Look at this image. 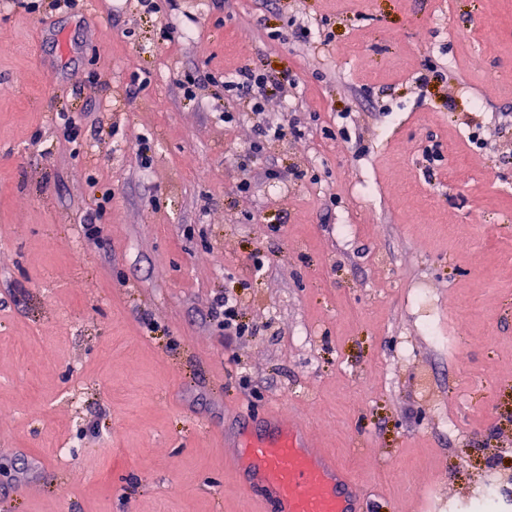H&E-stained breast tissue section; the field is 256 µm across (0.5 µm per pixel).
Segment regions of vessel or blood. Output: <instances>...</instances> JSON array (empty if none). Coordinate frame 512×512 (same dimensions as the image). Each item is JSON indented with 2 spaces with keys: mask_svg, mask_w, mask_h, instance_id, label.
<instances>
[{
  "mask_svg": "<svg viewBox=\"0 0 512 512\" xmlns=\"http://www.w3.org/2000/svg\"><path fill=\"white\" fill-rule=\"evenodd\" d=\"M225 437L235 451L242 488L277 512H364L351 472L329 449L315 447L305 423L284 421L279 406L262 418L240 410Z\"/></svg>",
  "mask_w": 512,
  "mask_h": 512,
  "instance_id": "obj_1",
  "label": "vessel or blood"
}]
</instances>
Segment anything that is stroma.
<instances>
[{
    "label": "stroma",
    "instance_id": "35a3bbf8",
    "mask_svg": "<svg viewBox=\"0 0 512 512\" xmlns=\"http://www.w3.org/2000/svg\"><path fill=\"white\" fill-rule=\"evenodd\" d=\"M0 44V512H257L224 429L275 404L368 512L512 502V0H0ZM242 63L300 130L244 168ZM281 81L271 80L266 73L245 64L234 71L228 78L222 81L224 85V100L228 107L224 106V122L232 124L236 121L237 112L234 105L246 106L251 112L258 115L264 112V102L267 88L282 87L284 83L291 84L292 79L288 72H284ZM233 104L230 107V104ZM210 316L224 329V338L231 339V336H241L245 332V327L239 319L238 300L233 295L216 296Z\"/></svg>",
    "mask_w": 512,
    "mask_h": 512
}]
</instances>
